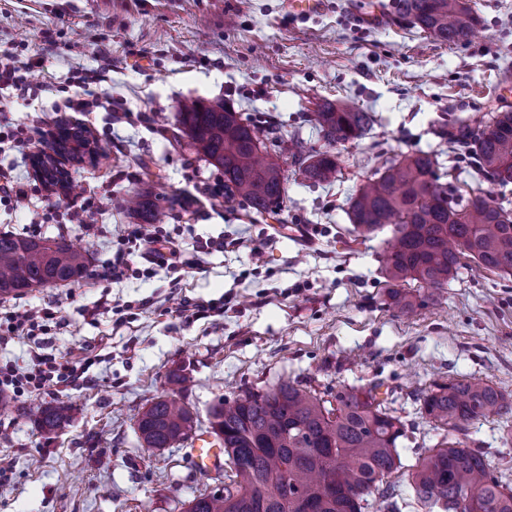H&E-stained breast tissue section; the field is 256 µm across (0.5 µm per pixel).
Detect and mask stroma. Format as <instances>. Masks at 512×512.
<instances>
[{
	"mask_svg": "<svg viewBox=\"0 0 512 512\" xmlns=\"http://www.w3.org/2000/svg\"><path fill=\"white\" fill-rule=\"evenodd\" d=\"M394 0H321L309 14L287 0H0V59H41L31 73L39 94L11 104L0 124L31 129L24 151L0 152V168L25 185L21 205L0 203V232L54 237L90 248L88 278L0 297V317L36 306L59 312L63 329L43 345L0 342V362L26 369L34 352L79 354L95 362L88 380L33 392L0 409V512H183L213 492L218 473L199 468L189 443L148 450L136 421L155 397L177 393L209 427L208 410L241 390L284 380L325 387L384 380L388 406L405 425L402 469L390 476L404 512H420L410 473L448 432L420 408L434 383L481 377L512 396V274L462 259L439 291L413 288L420 305L405 315L388 296L380 256L394 236L385 228L358 242L347 215L366 175L401 154L433 152L461 194L491 190L512 204V183L489 184L464 151L438 134L441 121L485 120L512 104V0H471L480 24L469 44L451 46L394 18ZM79 44L69 52L68 44ZM111 62L97 85L111 112H75L65 100L87 71ZM185 98L222 100L265 122L283 141L324 142L311 120L322 101L345 100L373 113L363 138L339 146L336 181H306L289 156L280 164L286 197L278 219L249 222L238 206L214 205L223 173L171 134ZM86 131L95 156L58 157L63 185H45L31 160L60 124ZM154 176L177 196L158 228L179 246L183 268L146 262L134 250L113 277L117 240L134 219L123 200ZM111 204L93 228L66 221L65 205ZM223 302V316L189 319L181 302ZM132 310H125V303ZM194 378L181 391L172 373ZM71 401V421L43 431L27 410ZM468 445L512 483V414L475 421Z\"/></svg>",
	"mask_w": 512,
	"mask_h": 512,
	"instance_id": "obj_1",
	"label": "stroma"
}]
</instances>
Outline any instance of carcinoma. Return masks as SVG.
I'll return each instance as SVG.
<instances>
[{
    "label": "carcinoma",
    "mask_w": 512,
    "mask_h": 512,
    "mask_svg": "<svg viewBox=\"0 0 512 512\" xmlns=\"http://www.w3.org/2000/svg\"><path fill=\"white\" fill-rule=\"evenodd\" d=\"M395 12L411 24L454 46L470 42L477 18L469 0H396ZM178 123L188 145L224 173V201L241 205L252 219L279 214L285 195L279 138L262 139L265 129L247 122L221 101L198 100L177 107ZM313 121L324 149L303 150L294 140L291 154L304 177L329 183L341 172L343 145L362 137L373 115L348 102L317 105ZM61 136L47 144L54 153L62 141H85L82 131L60 126ZM439 134L466 148L484 179L499 182V170L512 163V109L492 115L486 125L463 120L442 124ZM439 162L415 151L359 185L351 198L349 220L367 238L395 225V243L384 251L382 269L392 305L413 308L400 287L416 282L439 290L460 267L461 258L485 270L512 274V210L482 190L463 198L440 182ZM182 202L150 188L125 199L131 215L156 224L162 204ZM90 276L86 253L65 236L19 237L0 233V296L31 288L66 285ZM379 385L342 387L319 392L282 381L265 392L244 390L233 401L219 400L209 409V424L227 455L224 493H201L185 512H363L376 493L385 512H398L391 486L383 478L401 467L398 439L402 421L390 414ZM423 412L435 423L462 433L480 419L512 413V399L480 377L435 385L423 396ZM68 401L40 407L39 427L51 433L70 418ZM196 415L172 395L151 401L137 420L144 448H171L195 432ZM417 502L426 512H458L467 493L489 512H512V489L504 485L482 453L449 441L428 450L411 473ZM258 487L259 498L247 492Z\"/></svg>",
    "instance_id": "obj_1"
}]
</instances>
